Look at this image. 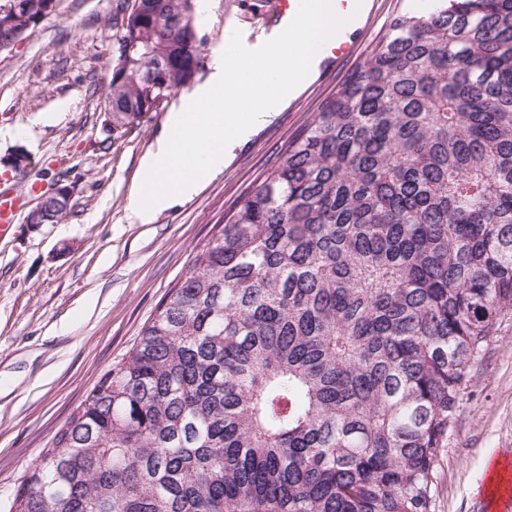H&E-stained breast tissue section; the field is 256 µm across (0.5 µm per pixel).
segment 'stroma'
<instances>
[{
    "label": "stroma",
    "instance_id": "35a3bbf8",
    "mask_svg": "<svg viewBox=\"0 0 512 512\" xmlns=\"http://www.w3.org/2000/svg\"><path fill=\"white\" fill-rule=\"evenodd\" d=\"M260 0H212L196 25L204 58L240 31L247 48L272 39ZM413 0H375L359 46L234 150L222 174L153 223L129 217L142 157L170 104L110 134L101 112L116 30L112 0H57L13 50L0 53V159L28 154V177L66 175L72 210L56 224L20 220L0 236V512L26 469L100 377L134 343L191 259L275 165L323 101ZM108 150H100L104 139ZM512 462V317L471 363L457 420L435 460L432 512H482L492 461Z\"/></svg>",
    "mask_w": 512,
    "mask_h": 512
}]
</instances>
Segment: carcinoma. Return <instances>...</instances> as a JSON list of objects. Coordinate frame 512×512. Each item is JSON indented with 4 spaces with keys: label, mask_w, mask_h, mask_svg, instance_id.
Listing matches in <instances>:
<instances>
[{
    "label": "carcinoma",
    "mask_w": 512,
    "mask_h": 512,
    "mask_svg": "<svg viewBox=\"0 0 512 512\" xmlns=\"http://www.w3.org/2000/svg\"><path fill=\"white\" fill-rule=\"evenodd\" d=\"M395 17L26 471L9 512H431L512 313V0ZM115 0L112 133L203 66Z\"/></svg>",
    "instance_id": "1"
}]
</instances>
